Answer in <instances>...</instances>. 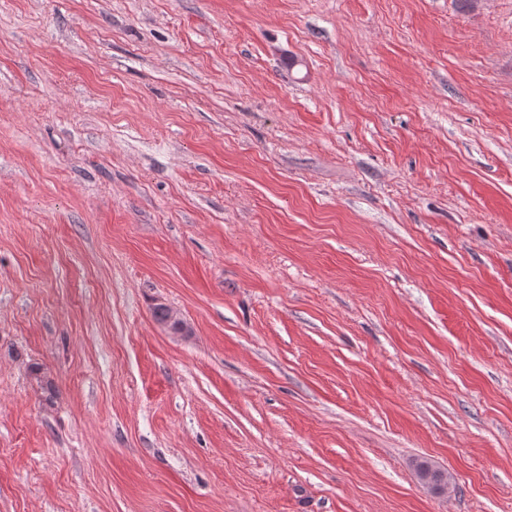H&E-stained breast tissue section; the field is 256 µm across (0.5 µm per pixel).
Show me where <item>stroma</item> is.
I'll use <instances>...</instances> for the list:
<instances>
[{"mask_svg": "<svg viewBox=\"0 0 512 512\" xmlns=\"http://www.w3.org/2000/svg\"><path fill=\"white\" fill-rule=\"evenodd\" d=\"M0 512H512V0H0Z\"/></svg>", "mask_w": 512, "mask_h": 512, "instance_id": "35a3bbf8", "label": "stroma"}]
</instances>
